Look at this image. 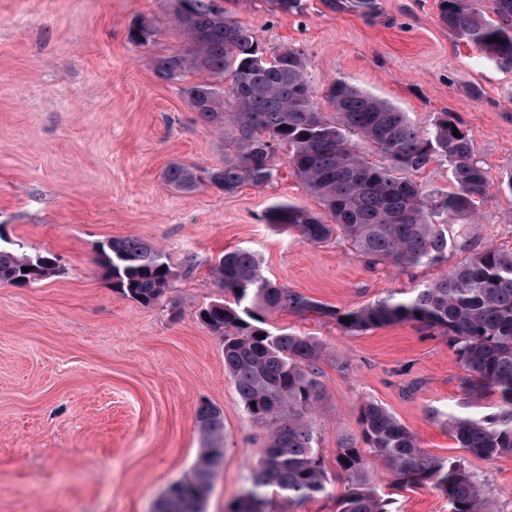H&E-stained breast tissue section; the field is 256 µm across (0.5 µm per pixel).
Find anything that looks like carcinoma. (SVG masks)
<instances>
[{
	"label": "carcinoma",
	"instance_id": "obj_1",
	"mask_svg": "<svg viewBox=\"0 0 512 512\" xmlns=\"http://www.w3.org/2000/svg\"><path fill=\"white\" fill-rule=\"evenodd\" d=\"M484 2L440 0V18L449 31L487 57L512 63V0H491L495 20L488 17ZM172 20L188 47L157 58L155 73L165 80L192 72L209 76L186 85L182 93L197 119L225 141L224 161L218 166L170 163L163 173L168 187L191 193L210 186L234 193L244 184L265 185L274 176L282 149L334 223L291 202L269 209L268 223L294 230L310 243L326 241L339 231L369 260L402 267L444 261L446 227L473 216L489 182L460 123L440 118L425 132L396 106L341 78L321 89L339 115L331 122L317 108L303 54L284 48L255 66L254 59L265 50L224 8V0H172ZM153 36L154 26L145 18L128 31V39L137 45ZM227 77L230 85L221 86ZM228 98L234 103L231 112L224 111ZM352 133L377 146L386 163L368 161L350 139ZM438 158L450 167L454 191L436 199L406 174ZM434 216L443 222L435 223ZM98 263L113 288L144 305L162 297L175 278L163 252L135 236L101 243ZM24 267L29 271H22ZM56 270L51 257L0 247V283L27 286ZM212 274L217 288L233 296V302L215 299L200 311V321L223 338L224 370L235 380L247 415L273 425L251 487L227 512H266L271 493L299 502L326 489L311 421L323 394L316 377L322 347L309 336L262 327V313L268 310L317 313L341 321L348 331L402 322H423L439 330L466 371L461 379L464 393L498 396L491 414L451 418L459 447L485 458L512 452V252L487 247L408 297L390 295L343 315L265 277L247 250L224 253ZM360 420L361 437L347 436L337 448L336 466L351 483L338 512H390L389 501L365 482L367 452L386 463L398 484H433L448 496L450 512H493L490 499L462 465L427 457L415 435L386 407L369 401L361 406ZM197 423L202 454L189 476L165 490L155 512H205L224 462V417L219 408L203 402Z\"/></svg>",
	"mask_w": 512,
	"mask_h": 512
}]
</instances>
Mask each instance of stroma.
I'll use <instances>...</instances> for the list:
<instances>
[{"label":"stroma","mask_w":512,"mask_h":512,"mask_svg":"<svg viewBox=\"0 0 512 512\" xmlns=\"http://www.w3.org/2000/svg\"><path fill=\"white\" fill-rule=\"evenodd\" d=\"M439 0H229L228 10L266 50L291 47L321 89L343 78L389 101L420 129L442 113L460 120L489 172L475 222L448 227L437 265L369 264L341 235L313 244L265 215L291 202L321 212L287 162L269 184L226 194L169 189L173 160L213 166L224 140L185 104L180 82L160 79L156 57L184 52L169 0H0V237L56 257L55 276L0 283V512H154L202 451L201 402L224 416V462L205 512H225L251 483L271 433L247 415L224 370V341L198 319L219 292L210 268L245 249L277 284L337 314L431 283L486 247L512 251V64L489 59L449 32ZM140 18L156 34L128 39ZM136 236L164 253L177 276L158 302L115 292L97 250ZM266 327L311 336L322 400L312 417L326 473L322 494L273 495L268 512H337L350 482L336 466L342 436H360V408L381 403L426 456L460 462L512 512V453L487 459L460 448L448 420L489 414L496 395L471 402L448 339L417 322L349 332L335 317L280 309ZM364 478L392 512H450L433 485H398L368 456Z\"/></svg>","instance_id":"1"}]
</instances>
